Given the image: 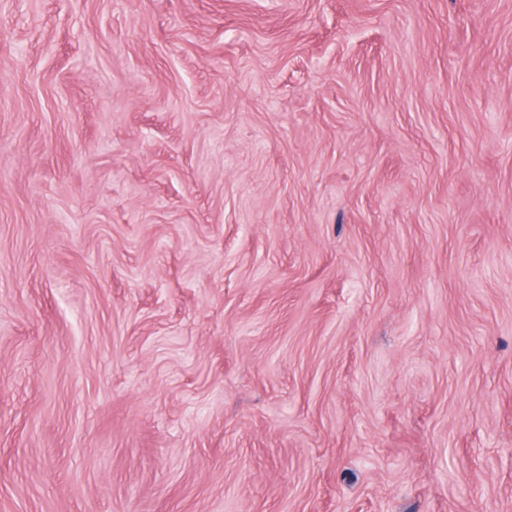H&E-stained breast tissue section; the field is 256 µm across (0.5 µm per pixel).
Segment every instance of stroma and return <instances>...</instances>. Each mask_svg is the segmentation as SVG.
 <instances>
[{"mask_svg": "<svg viewBox=\"0 0 512 512\" xmlns=\"http://www.w3.org/2000/svg\"><path fill=\"white\" fill-rule=\"evenodd\" d=\"M0 512H512V0H0Z\"/></svg>", "mask_w": 512, "mask_h": 512, "instance_id": "obj_1", "label": "stroma"}]
</instances>
